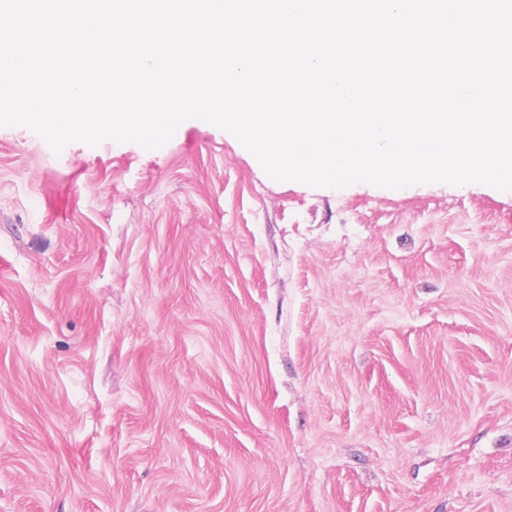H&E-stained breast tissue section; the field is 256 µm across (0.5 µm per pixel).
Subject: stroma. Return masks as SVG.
Returning <instances> with one entry per match:
<instances>
[{
	"label": "stroma",
	"instance_id": "stroma-1",
	"mask_svg": "<svg viewBox=\"0 0 512 512\" xmlns=\"http://www.w3.org/2000/svg\"><path fill=\"white\" fill-rule=\"evenodd\" d=\"M0 512H512V191L0 127Z\"/></svg>",
	"mask_w": 512,
	"mask_h": 512
}]
</instances>
